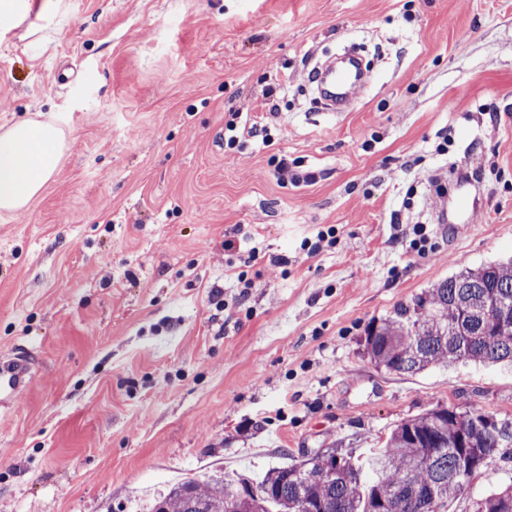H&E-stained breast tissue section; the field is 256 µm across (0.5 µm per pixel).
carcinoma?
<instances>
[{
    "mask_svg": "<svg viewBox=\"0 0 512 512\" xmlns=\"http://www.w3.org/2000/svg\"><path fill=\"white\" fill-rule=\"evenodd\" d=\"M362 346L377 368L400 374L459 360L512 364V259L464 268L398 303L369 322ZM469 456L485 466L511 460L512 418L490 424L480 409L438 405L400 422L364 459L328 448L258 481L189 480L151 512H448L470 480L461 465ZM510 500L512 485L477 500L474 512H507Z\"/></svg>",
    "mask_w": 512,
    "mask_h": 512,
    "instance_id": "1",
    "label": "carcinoma"
}]
</instances>
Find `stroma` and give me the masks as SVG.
Masks as SVG:
<instances>
[{"label": "stroma", "instance_id": "stroma-1", "mask_svg": "<svg viewBox=\"0 0 512 512\" xmlns=\"http://www.w3.org/2000/svg\"><path fill=\"white\" fill-rule=\"evenodd\" d=\"M354 36L385 59L332 117L304 65ZM235 112L271 143L225 155ZM22 118L65 149L0 219V359L37 356L0 413L8 512H147L187 478L360 453L439 404L512 417L510 366L400 375L360 347L412 294L512 256V0H62L0 39V128ZM282 155L315 181L278 183ZM479 162L475 223L424 205ZM511 483L494 461L448 512Z\"/></svg>", "mask_w": 512, "mask_h": 512}]
</instances>
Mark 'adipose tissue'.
<instances>
[{"mask_svg": "<svg viewBox=\"0 0 512 512\" xmlns=\"http://www.w3.org/2000/svg\"><path fill=\"white\" fill-rule=\"evenodd\" d=\"M53 123L24 119L0 132V217L37 197L53 178L63 150Z\"/></svg>", "mask_w": 512, "mask_h": 512, "instance_id": "ef3b65f1", "label": "adipose tissue"}]
</instances>
